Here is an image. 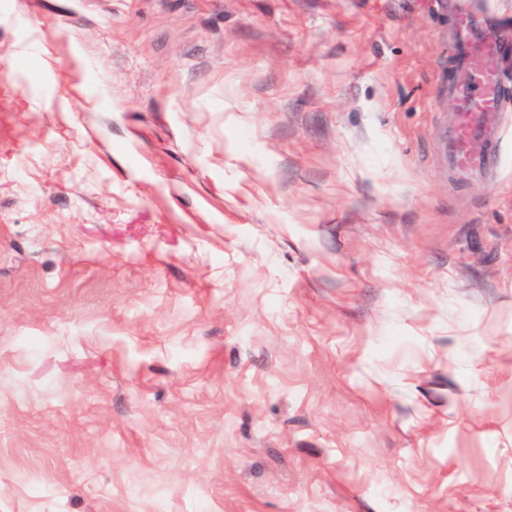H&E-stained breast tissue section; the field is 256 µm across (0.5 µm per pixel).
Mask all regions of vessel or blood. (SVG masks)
I'll return each instance as SVG.
<instances>
[{
  "label": "vessel or blood",
  "mask_w": 512,
  "mask_h": 512,
  "mask_svg": "<svg viewBox=\"0 0 512 512\" xmlns=\"http://www.w3.org/2000/svg\"><path fill=\"white\" fill-rule=\"evenodd\" d=\"M452 71L446 137L448 172L460 181L493 180L504 133L505 82L485 68L491 56L512 54V27L477 0H448Z\"/></svg>",
  "instance_id": "vessel-or-blood-1"
}]
</instances>
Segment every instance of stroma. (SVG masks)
Segmentation results:
<instances>
[{"label":"stroma","mask_w":512,"mask_h":512,"mask_svg":"<svg viewBox=\"0 0 512 512\" xmlns=\"http://www.w3.org/2000/svg\"><path fill=\"white\" fill-rule=\"evenodd\" d=\"M448 68L446 0H0V512H512Z\"/></svg>","instance_id":"35a3bbf8"}]
</instances>
